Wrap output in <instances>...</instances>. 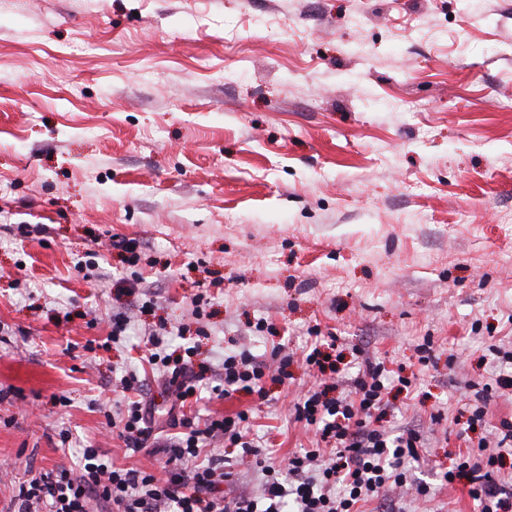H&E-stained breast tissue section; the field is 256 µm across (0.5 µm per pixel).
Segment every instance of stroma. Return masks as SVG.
<instances>
[{"instance_id":"1","label":"stroma","mask_w":512,"mask_h":512,"mask_svg":"<svg viewBox=\"0 0 512 512\" xmlns=\"http://www.w3.org/2000/svg\"><path fill=\"white\" fill-rule=\"evenodd\" d=\"M314 328L339 391L367 359L412 381L379 426L419 434L430 495L360 512H479L442 474L512 421V0H0V504L87 446L161 471L134 399L164 439L245 410L311 447ZM243 347L293 357L265 399L219 391ZM188 348L181 404L148 357Z\"/></svg>"}]
</instances>
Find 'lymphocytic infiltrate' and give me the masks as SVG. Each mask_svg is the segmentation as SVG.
<instances>
[{"mask_svg":"<svg viewBox=\"0 0 512 512\" xmlns=\"http://www.w3.org/2000/svg\"><path fill=\"white\" fill-rule=\"evenodd\" d=\"M289 363L284 356L267 369L249 350L226 355L223 394L263 395L266 373L287 379ZM384 371L382 363L366 362L353 390L342 396H330L323 382L308 390L294 411L297 421L312 427L314 445L288 458L270 461L266 446L248 439L247 413L213 418L202 427L185 416L182 436L163 444L167 476L115 467L105 452L89 447L77 468L43 470L19 485L17 512H31L36 504L48 512H92L96 505L114 512H355L357 503L395 487L410 484L417 495L428 496V487L410 477V463L419 457L417 436H394L375 426L385 404ZM218 434L261 469L266 481L260 496L225 500L220 487L232 474L223 455L197 464L201 444ZM499 463L494 453H468L443 479L468 477L481 512H512V497L501 495L492 479Z\"/></svg>","mask_w":512,"mask_h":512,"instance_id":"1","label":"lymphocytic infiltrate"}]
</instances>
